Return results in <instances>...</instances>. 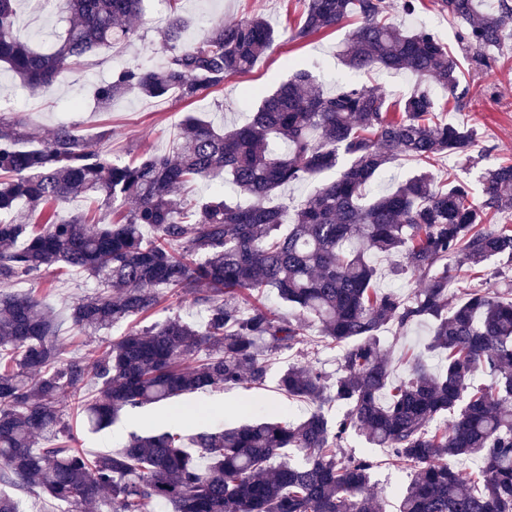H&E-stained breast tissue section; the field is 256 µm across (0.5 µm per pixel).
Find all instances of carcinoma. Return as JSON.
<instances>
[{
	"mask_svg": "<svg viewBox=\"0 0 512 512\" xmlns=\"http://www.w3.org/2000/svg\"><path fill=\"white\" fill-rule=\"evenodd\" d=\"M19 0H0V65L25 87L49 88L62 74L90 64L102 45L130 41L128 21L143 0H60L68 27L51 51L14 34ZM459 26L473 61L512 36V0H436ZM392 0H307L292 39H306L356 20L341 57L351 72L410 71L426 83L389 111L377 87L349 80L325 94L314 75L297 70L274 80L247 123L216 130L188 114L173 154L116 163L67 123L48 134L20 121L0 122V512H19L13 493L39 488L83 512L105 496L112 512H385L370 493L374 461L344 456L352 434L388 448L414 471L398 512H512V287L461 288L460 272L512 259V225L493 218L512 211V159L466 183H436L425 170L443 155L470 157L476 131L434 120L438 102L427 84L459 100L461 60L428 29L389 21ZM190 21L175 11L161 32L163 64L121 68L95 86L98 105L129 93L186 102L249 72L276 33L253 16L218 22L189 40ZM424 169L379 197L367 188L391 164ZM333 171L292 209L276 191ZM220 180L249 197L233 202L221 189L190 206L200 180ZM84 195L103 209L87 218L58 217ZM398 254L400 271L424 281L408 295L375 287L373 258ZM63 265L104 286L77 302L72 323L95 334L153 313L166 300L192 296L203 312L194 325L179 316L132 326L80 357L65 356L53 310L18 281ZM274 290L298 314L277 316L258 294ZM342 348L332 377L294 364L280 390L314 406L302 420L284 412L235 426L193 429L170 423L132 433L122 448L94 459L76 447L64 415L68 393L88 428L116 423L120 412L166 404L247 381L265 382L267 356L307 342L310 324ZM426 323V350L406 378L393 380L381 347L386 325ZM204 358L186 361L199 352ZM488 381L476 385L477 376ZM346 412L336 418L326 408ZM447 413L449 420L431 428ZM286 448L305 462L273 464ZM477 458L474 489L456 463Z\"/></svg>",
	"mask_w": 512,
	"mask_h": 512,
	"instance_id": "1",
	"label": "carcinoma"
}]
</instances>
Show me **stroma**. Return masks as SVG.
Masks as SVG:
<instances>
[{
	"instance_id": "1",
	"label": "stroma",
	"mask_w": 512,
	"mask_h": 512,
	"mask_svg": "<svg viewBox=\"0 0 512 512\" xmlns=\"http://www.w3.org/2000/svg\"><path fill=\"white\" fill-rule=\"evenodd\" d=\"M181 13L190 18L189 37L201 36L218 19L236 21L252 15L263 16L274 28L277 41L273 49L261 58L251 72L225 81L223 89L204 93L194 102L177 97L164 100L146 99L130 94L114 100L106 108L97 107L92 97L95 84L111 78L113 72L131 63L148 67L160 66L164 60L159 29L169 14L164 0H144L143 16L130 44L105 47L93 57L91 65L65 74L54 88L34 95L28 88L16 83L8 70L0 71V119H20L40 131H48L59 122L73 125L78 134L90 144H97L100 132L111 131L107 143L112 158L126 163L145 154L168 151L177 134V128L187 113L204 116L214 126L233 127L244 124L250 115L245 103L247 95L268 88L269 79L282 73L284 59H294L300 67L317 76L325 92H333L332 77L342 69L340 51L351 31V24L314 35L304 41L292 38L294 20L303 12L302 0H181ZM61 12L58 8L42 5L40 0H23L16 22L18 34L39 49H50L62 32ZM393 22L404 28L425 26L438 32L450 45L458 43V27L447 15L437 11L432 0H421L417 12L407 14L393 10ZM492 68L466 66L468 83L466 97L457 104L450 103L448 92L433 87L435 98L445 102L443 120L472 125L478 134V147L485 155L475 166L465 165L453 156L438 160L434 173L438 179L455 176L470 186H477L486 168L503 159H512V40H505L494 50ZM97 289L94 280L65 268L52 267L34 279L17 282V293H35L58 316L59 339L65 354L78 357L88 350L92 338L75 328L71 309L80 299ZM430 334L428 325H415L403 334L385 327L380 332L394 377L404 376L407 367L404 356L409 352H423ZM341 350L333 345L311 343L299 349L278 352L268 359V374L264 386L256 388L248 383L225 387L223 391L188 396L187 401L204 409L214 410L207 419L208 427L240 424L239 409L246 402L274 401L288 409L294 419L304 418L310 404L292 400L279 389L281 373L293 363L312 364L329 374L336 373ZM159 408L142 409L127 414L123 423L88 434L84 418L77 406H69L66 419L89 455L105 453L120 447L130 430L147 418L159 416ZM343 451L356 456H371L376 466L372 471V490L386 502V512H396L397 496L411 479V472L393 465L384 448L370 447L363 437L351 435Z\"/></svg>"
}]
</instances>
